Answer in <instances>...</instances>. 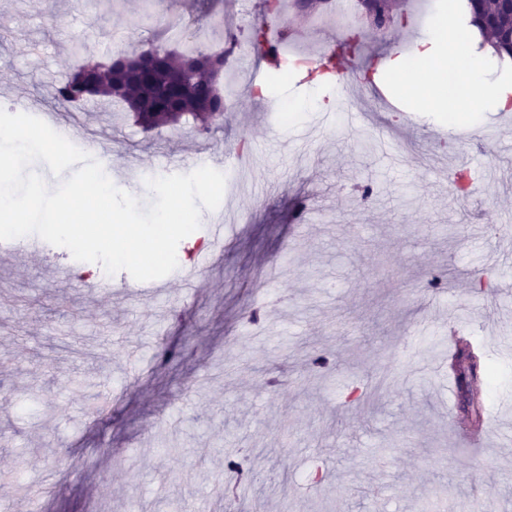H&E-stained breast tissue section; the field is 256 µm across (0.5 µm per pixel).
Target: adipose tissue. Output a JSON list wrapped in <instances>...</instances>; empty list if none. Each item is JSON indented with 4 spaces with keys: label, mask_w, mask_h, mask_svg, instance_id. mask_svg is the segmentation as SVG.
Segmentation results:
<instances>
[{
    "label": "adipose tissue",
    "mask_w": 512,
    "mask_h": 512,
    "mask_svg": "<svg viewBox=\"0 0 512 512\" xmlns=\"http://www.w3.org/2000/svg\"><path fill=\"white\" fill-rule=\"evenodd\" d=\"M463 34L440 22L407 60L391 61L389 76L399 85L418 82L441 88L469 112H512V83L489 82L484 59L462 53Z\"/></svg>",
    "instance_id": "ef3b65f1"
}]
</instances>
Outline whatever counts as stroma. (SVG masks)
I'll return each mask as SVG.
<instances>
[{"instance_id":"35a3bbf8","label":"stroma","mask_w":512,"mask_h":512,"mask_svg":"<svg viewBox=\"0 0 512 512\" xmlns=\"http://www.w3.org/2000/svg\"><path fill=\"white\" fill-rule=\"evenodd\" d=\"M389 34L426 28L425 0H396ZM237 0H0V109L79 120L108 177L130 193L148 177L223 169L229 151L251 160L202 210L178 246L181 271L139 282L103 276L66 248L30 237L0 243V495L11 512H224L228 455L255 482L231 512H456L472 499L512 512V192L489 187L466 206L448 193L457 167L494 168L512 181V112L413 111L384 82L373 97L362 66L397 48L366 23L349 76L367 118L353 129L331 112L327 83L270 69L224 125L144 132L110 124L92 102L65 109L54 87L83 61L157 39L251 34ZM181 33L170 36V18ZM84 42L83 57L70 51ZM323 127L319 136L309 131ZM502 132L482 145L483 130ZM371 185L369 200L356 188ZM236 221L222 253L217 214ZM67 269L70 281L50 278ZM445 290L430 288L432 278ZM481 340L489 376L476 399L489 426L479 455L453 429L448 331ZM319 352L328 366L311 365Z\"/></svg>"}]
</instances>
